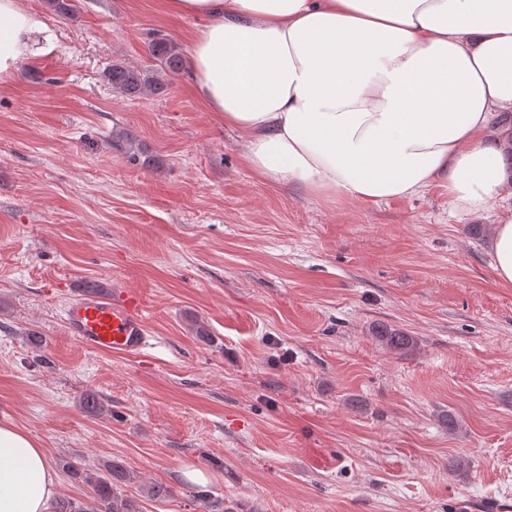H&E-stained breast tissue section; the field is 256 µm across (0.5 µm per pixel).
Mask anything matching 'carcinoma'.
<instances>
[{
	"mask_svg": "<svg viewBox=\"0 0 512 512\" xmlns=\"http://www.w3.org/2000/svg\"><path fill=\"white\" fill-rule=\"evenodd\" d=\"M48 6L59 16L71 18L75 15V0H47ZM149 53L155 62V71L111 65L104 78L112 90L128 97L152 94L169 81V77L179 73L183 67L180 48L172 41L157 37L149 46ZM498 138L502 140L506 161L512 166V113L501 112L496 117ZM138 146L136 135L128 129H119L112 133L111 147L125 154H133ZM377 336L386 348L408 352L416 346V340L405 331L385 326ZM68 474L86 483L90 493L84 499L61 498L55 503L54 512H140L135 501L125 494L124 486L134 479L123 462L108 459L97 465V471L67 462L63 465Z\"/></svg>",
	"mask_w": 512,
	"mask_h": 512,
	"instance_id": "carcinoma-1",
	"label": "carcinoma"
}]
</instances>
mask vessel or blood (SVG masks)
<instances>
[{"label": "vessel or blood", "instance_id": "vessel-or-blood-1", "mask_svg": "<svg viewBox=\"0 0 512 512\" xmlns=\"http://www.w3.org/2000/svg\"><path fill=\"white\" fill-rule=\"evenodd\" d=\"M63 323L69 336L101 354L137 356L149 345L140 302L131 294L117 301L84 291L65 309Z\"/></svg>", "mask_w": 512, "mask_h": 512}]
</instances>
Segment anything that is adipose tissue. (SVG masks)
<instances>
[{"instance_id":"1","label":"adipose tissue","mask_w":512,"mask_h":512,"mask_svg":"<svg viewBox=\"0 0 512 512\" xmlns=\"http://www.w3.org/2000/svg\"><path fill=\"white\" fill-rule=\"evenodd\" d=\"M200 25L187 73L238 135L262 182L379 203L448 195L493 211L492 269L512 285V169L486 134L512 111V0H165ZM55 47L20 0H0V81ZM58 476L25 431L0 423V512H50Z\"/></svg>"}]
</instances>
